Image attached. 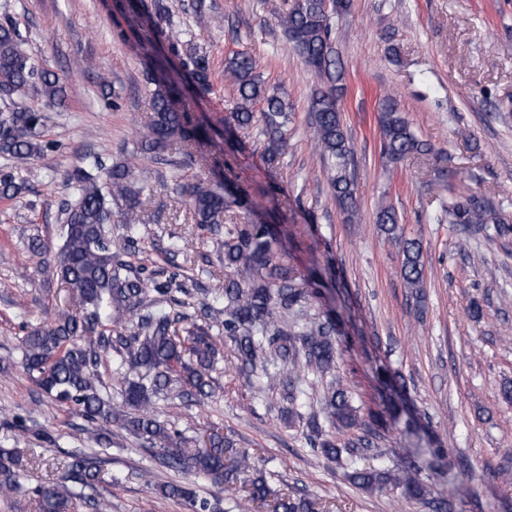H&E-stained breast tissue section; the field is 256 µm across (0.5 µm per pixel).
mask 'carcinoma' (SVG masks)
<instances>
[{
    "instance_id": "cac0c4a2",
    "label": "carcinoma",
    "mask_w": 512,
    "mask_h": 512,
    "mask_svg": "<svg viewBox=\"0 0 512 512\" xmlns=\"http://www.w3.org/2000/svg\"><path fill=\"white\" fill-rule=\"evenodd\" d=\"M347 0H292L278 13V22L289 43L322 83L312 95L309 110L320 161L338 205L346 212L357 210V177L353 143L344 128L341 98L344 67L334 47L332 15L340 14ZM157 19H149L142 43L166 40L169 55L178 61L176 75L160 77L155 61L144 53L143 87L149 97L151 116L130 156L105 166L98 159L77 166L67 174L73 199L63 209L61 244L48 258L42 271L65 285L79 299L81 310L59 308L45 322L27 327L19 344L20 363L31 380L52 400L93 423L115 424L159 450L171 469L222 485L233 473L254 469L251 456L233 447L214 430L200 447L154 418V400L173 390L197 401L212 396L210 373L218 355L212 325L183 313L156 308L157 296L168 292L146 275L147 267H133L121 254L134 248V234L142 223V196L154 192L149 168L135 163L140 156L164 160L173 142L179 143V158L169 161L174 168V190L185 196L193 223L211 235L224 257L230 275L218 290L224 298V335L234 345L240 369L261 370L268 386L280 383L282 374L270 372L264 352L272 347L288 368L323 374L336 362V320L303 325L288 317L308 302L313 292L305 288L297 270L279 257V238L271 224L234 222L232 215L253 210L252 195L229 176L232 166L224 161L223 178L217 182L198 180L191 186L181 181L180 171L191 167L197 147L211 141L219 130L193 116L190 100L211 90L209 53L188 29L176 28L167 6L155 4ZM226 72L236 99L224 124L248 132L257 128L263 137L264 153L273 162L286 154L288 123L285 91H268L256 73L253 59L238 53ZM70 83L67 77L36 65L21 50L19 33L8 21H0V157L9 165L0 169V201H12L28 190V179L16 162L44 154L42 138L48 128V113L61 106ZM36 94L43 108L30 109L22 99ZM260 108H255L256 104ZM382 155L392 163L432 153L400 111L396 98L385 96L379 115ZM448 223L475 227L489 236H512V224L489 199L448 190ZM122 224L126 235L112 241V225ZM377 224L388 238L401 245V275L414 291L424 288L421 242L407 238L399 215L391 205L377 213ZM137 319V332L123 329L127 318ZM112 351L119 367L128 373L121 378L123 404L118 409L99 389L96 367L99 350ZM326 419L344 427L359 425L358 409L342 387L333 389L324 401ZM312 448L327 459L338 461L350 448H339L329 439L310 440ZM347 478L369 492L399 488L413 499L426 495L418 476L409 471L354 468ZM102 458L97 453L70 456L66 474L34 488L26 486L17 469L14 451L0 448V494L11 496L19 512H81L98 509L109 492ZM159 493L180 500L190 512H221L220 499L200 498L183 483H166ZM270 490L264 478L250 481L248 501L265 502ZM272 512H308L311 505L295 503L286 496L272 500Z\"/></svg>"
}]
</instances>
